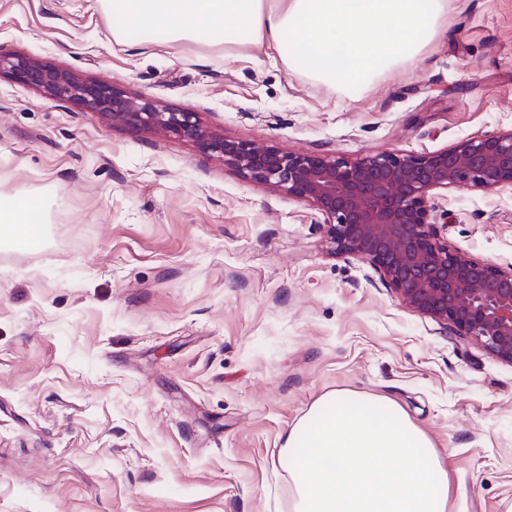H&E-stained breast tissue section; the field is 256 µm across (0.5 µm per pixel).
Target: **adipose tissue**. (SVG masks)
I'll return each mask as SVG.
<instances>
[{"label": "adipose tissue", "mask_w": 512, "mask_h": 512, "mask_svg": "<svg viewBox=\"0 0 512 512\" xmlns=\"http://www.w3.org/2000/svg\"><path fill=\"white\" fill-rule=\"evenodd\" d=\"M114 36L163 28L172 40L241 35L289 48L291 71L353 90L417 56L439 33L447 0H100ZM40 196L0 209V242L41 233Z\"/></svg>", "instance_id": "ef3b65f1"}]
</instances>
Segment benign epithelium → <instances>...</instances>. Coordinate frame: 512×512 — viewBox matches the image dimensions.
I'll return each mask as SVG.
<instances>
[{"mask_svg":"<svg viewBox=\"0 0 512 512\" xmlns=\"http://www.w3.org/2000/svg\"><path fill=\"white\" fill-rule=\"evenodd\" d=\"M58 101H77L116 127L159 130L217 154L242 177L311 203L339 253L372 264L410 310L471 337L512 365V266L476 260L448 246V213L430 204L449 188L512 192V129L487 132L451 148L419 154L381 153L354 161L283 152L229 139L189 112L35 59L0 53V73Z\"/></svg>","mask_w":512,"mask_h":512,"instance_id":"obj_1","label":"benign epithelium"}]
</instances>
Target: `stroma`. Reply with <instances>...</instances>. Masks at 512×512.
<instances>
[{"label":"stroma","mask_w":512,"mask_h":512,"mask_svg":"<svg viewBox=\"0 0 512 512\" xmlns=\"http://www.w3.org/2000/svg\"><path fill=\"white\" fill-rule=\"evenodd\" d=\"M0 52L190 112L235 140L355 159L512 128V0H448L413 60L347 92L243 37L112 34L97 0H0ZM0 512H290L279 462L325 394L388 398L432 440L451 512H512V365L332 252L309 203L163 131L0 75ZM448 244L512 266V194L438 191ZM45 224V207L38 195H20L0 209V242H14L40 235Z\"/></svg>","instance_id":"obj_1"}]
</instances>
